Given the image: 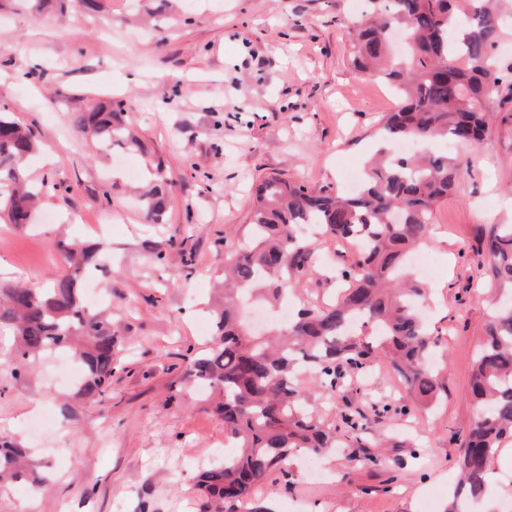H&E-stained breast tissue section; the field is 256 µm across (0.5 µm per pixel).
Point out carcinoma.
Masks as SVG:
<instances>
[{"instance_id":"carcinoma-1","label":"carcinoma","mask_w":512,"mask_h":512,"mask_svg":"<svg viewBox=\"0 0 512 512\" xmlns=\"http://www.w3.org/2000/svg\"><path fill=\"white\" fill-rule=\"evenodd\" d=\"M60 14L77 6L95 9V0H43ZM493 0H367L365 19L355 33L353 61L364 73L384 79L402 95L383 123L385 146L368 160L363 186L354 194L318 192L270 177L255 191L250 242L224 254V303L214 310L215 331L183 377L210 388L207 409L224 422L238 452L203 469L197 482L202 512H256L258 485L285 469L293 450L319 454L336 447L337 428L325 425L311 408L312 392L300 376L311 372L318 389L332 394L349 370L363 368L373 347L398 375L410 402L429 407L440 399L439 372L429 366L437 345L420 316L424 283L409 270L408 257L431 233L433 209L448 198L460 176V162L447 152L395 154L402 141L448 139L481 145L489 127L484 101L512 92V64L495 54L502 14ZM118 102L97 101L69 113L76 135L104 149L145 151L123 125ZM38 151L32 131L0 111V218L16 228L32 223L40 198L59 185L27 176ZM153 180L140 194L145 218L162 223L169 204V172L161 158L150 161ZM320 235L353 240L358 257L341 278L349 281L333 305L303 306L283 326L251 333L243 302L276 305L301 280L318 272L305 226ZM63 269L45 288L0 282V325L15 328L17 344L3 363L16 378L30 375L37 360L66 349L84 369L73 396L95 403L112 383L116 341L102 309L86 306L81 282L107 267L98 242H57ZM484 273L512 295V224L482 231ZM371 330L367 345L353 331ZM475 419L459 469L461 484L446 512H460L463 498L485 491L489 463L512 438V301L493 306L486 338L470 379ZM29 450L0 435V483L29 480L38 488Z\"/></svg>"}]
</instances>
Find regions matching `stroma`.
Returning <instances> with one entry per match:
<instances>
[{
	"instance_id": "35a3bbf8",
	"label": "stroma",
	"mask_w": 512,
	"mask_h": 512,
	"mask_svg": "<svg viewBox=\"0 0 512 512\" xmlns=\"http://www.w3.org/2000/svg\"><path fill=\"white\" fill-rule=\"evenodd\" d=\"M98 0L58 15L38 0H0V107L41 149L34 177L65 182L20 230L0 221V278L45 285L62 267L58 239L99 240L112 253L92 285L110 290L119 345L112 387L94 405H62L70 389L48 357L26 378L0 365V434L21 440L54 480L0 487V512H200L202 459L224 437L199 390L182 382L206 345L199 321L219 297L225 251L249 239L254 188L277 176L311 189L345 188L379 141L397 99L352 64L359 0ZM37 78H28L30 70ZM126 106L146 152L125 166L73 135L69 112L93 97ZM483 144L452 145L462 174L434 210L425 245L437 262L423 310L446 368L437 406L408 409L401 381L376 351L347 373L323 419L343 447L290 459L291 480L258 488L256 512H445L453 462L474 418L470 374L497 295L477 254L482 229L512 224V100L490 98ZM171 173L163 223L134 194L149 155ZM319 273L295 294L333 303L355 245L316 238ZM192 259L185 268L184 259ZM383 454L385 463L372 465ZM499 478L476 512H512V441L489 464Z\"/></svg>"
}]
</instances>
